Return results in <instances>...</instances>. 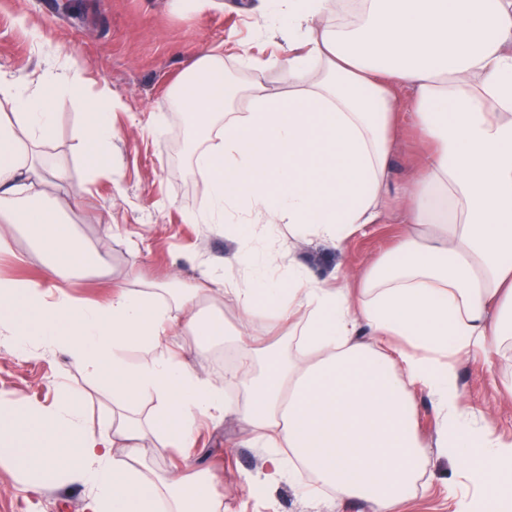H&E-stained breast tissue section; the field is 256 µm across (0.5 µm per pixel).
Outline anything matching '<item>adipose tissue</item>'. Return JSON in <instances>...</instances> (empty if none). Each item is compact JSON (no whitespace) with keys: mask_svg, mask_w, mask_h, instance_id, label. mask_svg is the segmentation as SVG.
I'll return each mask as SVG.
<instances>
[{"mask_svg":"<svg viewBox=\"0 0 512 512\" xmlns=\"http://www.w3.org/2000/svg\"><path fill=\"white\" fill-rule=\"evenodd\" d=\"M281 2L287 94L258 80L237 85L223 55L207 53L193 65L197 84L179 97L203 134L204 221L266 216L342 247L382 216L403 89L433 150L402 192L399 247L353 291L343 276L325 283L296 272L280 283L266 270L286 252L258 260L240 238L231 262L244 274L221 277L225 296L247 318L294 324L298 342L235 336L239 368L220 382L201 377L166 347L173 319L153 293L119 283L104 305L69 295L93 257L43 190L36 152L54 140L57 115L42 91L15 79V112L0 118V223L25 228L47 274L0 279V328L24 353L66 349L122 408L147 398L155 411L143 419L122 411L90 428L68 386L52 408L0 417V461L38 490L83 484L86 512H220L215 476L181 465L151 477L136 462L145 435L186 457L199 418L232 411L273 451L255 493L284 479L309 493L308 472L371 512H395L423 459L414 384L436 412L433 447L458 454L478 491L456 512H512V438L480 424L455 369L470 349L501 353L512 335V0ZM77 102L89 115L79 135L88 174H111L113 98ZM227 382L245 391L233 408Z\"/></svg>","mask_w":512,"mask_h":512,"instance_id":"1","label":"adipose tissue"}]
</instances>
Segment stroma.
I'll use <instances>...</instances> for the list:
<instances>
[{"label": "stroma", "instance_id": "stroma-1", "mask_svg": "<svg viewBox=\"0 0 512 512\" xmlns=\"http://www.w3.org/2000/svg\"><path fill=\"white\" fill-rule=\"evenodd\" d=\"M278 0H0V79L24 76L41 87L57 114L58 130L45 149L44 164L54 177L47 194L57 201L83 246L103 261L101 274L75 280L69 293L89 303H104L112 283L129 287L154 285L178 323L168 342L177 359L196 374L223 378L237 367L232 345L223 344V362L201 350L195 335L182 326L186 313L176 291L202 282L207 267L223 268L235 249L220 224H193L189 217L209 208V189L196 170L199 137L176 106V90L200 55L224 57V71L242 84L261 80L271 91L287 86L280 66L244 67L241 52L266 58L275 49ZM61 54H54V47ZM74 83L92 97L113 96L111 176L87 180L78 156L76 131L84 116L74 100L60 91ZM158 123L150 137L147 125ZM424 145L409 123L395 132L392 181L411 174ZM399 201L387 197L381 223L351 236L343 250L309 236L289 238L287 227L269 218L246 224L244 231L261 251L292 250V266L273 274L287 279L301 270L320 281L337 272L367 270L399 241ZM12 240V251L0 254V279L36 280L45 273L42 254L18 227L0 224ZM204 314L221 317L225 327L252 336L265 333L259 320L245 319L238 303L222 294L201 305ZM465 402L496 434L512 437V358L474 350L456 365ZM83 393L89 424L113 408L112 395L88 380L67 351L37 349L27 356L0 335V402L22 408H46L64 385ZM416 430L428 442L414 487L398 512H453V495L474 496L457 458L432 448L435 412L425 391L413 386ZM195 468L217 473L224 481V512H371L367 502L343 497L331 489L302 495L282 481L266 495L250 493V483L265 467L268 449L247 440L237 416L201 420L194 435ZM86 488L71 482L39 493L28 491L12 465L0 463V512H83Z\"/></svg>", "mask_w": 512, "mask_h": 512}]
</instances>
